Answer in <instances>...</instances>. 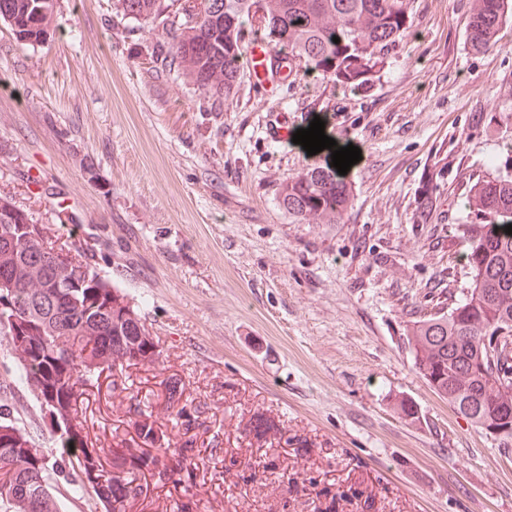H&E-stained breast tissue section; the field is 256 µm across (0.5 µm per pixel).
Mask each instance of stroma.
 I'll return each mask as SVG.
<instances>
[{
	"mask_svg": "<svg viewBox=\"0 0 512 512\" xmlns=\"http://www.w3.org/2000/svg\"><path fill=\"white\" fill-rule=\"evenodd\" d=\"M471 7L414 0L411 35L362 87L305 73L269 85L246 67L229 106L160 67L161 28L117 0H55L35 44L0 22V195L85 252L161 353L127 368L121 395L106 377L87 387L94 447L131 441L130 402L164 405L174 376L201 405L202 512H321L326 488L343 494L336 512H368L369 496V512H512V438L440 399L406 342L469 286L464 196L512 146V22L499 49L475 52ZM316 117L361 151L337 224L298 223L280 200L321 158L277 132ZM15 371L0 336V405L60 459ZM257 410L287 442L246 437Z\"/></svg>",
	"mask_w": 512,
	"mask_h": 512,
	"instance_id": "1",
	"label": "stroma"
}]
</instances>
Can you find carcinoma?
<instances>
[{"mask_svg": "<svg viewBox=\"0 0 512 512\" xmlns=\"http://www.w3.org/2000/svg\"><path fill=\"white\" fill-rule=\"evenodd\" d=\"M123 15L146 24L161 21L166 37L156 52L164 68L186 77L212 96L229 99L244 67L246 38L262 37L272 47L267 64L288 75L304 67L342 88L367 82L383 65L389 50L412 26L413 0H219L221 7L202 21L192 13L191 0H117ZM53 0H0V20L9 21L29 42L46 37L51 25ZM512 16V0H473L467 23V40L475 51L498 46V33ZM339 42H333V38ZM488 167L496 175L477 179L465 197L470 223L464 234L471 242L467 255L471 282L461 299L446 313H434L413 325L407 342L415 367L440 398L478 427L512 424V158H492ZM288 214L305 224H337L352 202V191L332 163L307 168L288 178L280 192ZM21 270L14 293L29 296L41 289L56 288L54 307L35 315L36 329L26 346L10 343L18 362L16 381L30 389L41 404L56 405L66 414L61 421L73 448L68 466L76 474L74 493L92 491L110 512H132L147 497L148 485L140 476L150 475L155 485L171 484L183 494L172 512H198L191 493L192 466L201 449L195 447L192 431L200 426V410L181 401L177 380L167 383L169 420L173 424L171 446H162L152 412L131 404L139 448L111 449L113 458L130 460L126 477L112 478L105 467L103 448L88 445V426L77 413L83 387L104 372L114 376L112 390H127L119 376L125 368L149 359L155 363L159 350L147 326L125 327L108 318L93 319L87 313L102 306L99 293L127 295L104 281L83 259L54 258L46 269L31 268L30 255L19 258ZM84 288H68L74 277ZM503 332L501 344L493 336ZM79 335L81 347H60L63 336ZM90 353L84 354V348ZM41 353V364L63 383L52 389L29 380L27 364ZM8 423L19 436L35 443L7 407L0 409V423ZM258 442L282 436L279 425L262 412H255L245 428ZM62 467L43 450L23 455L0 447V512H19L3 498L5 485L23 483L32 497H43L41 507L24 512H64L55 489Z\"/></svg>", "mask_w": 512, "mask_h": 512, "instance_id": "obj_1", "label": "carcinoma"}]
</instances>
